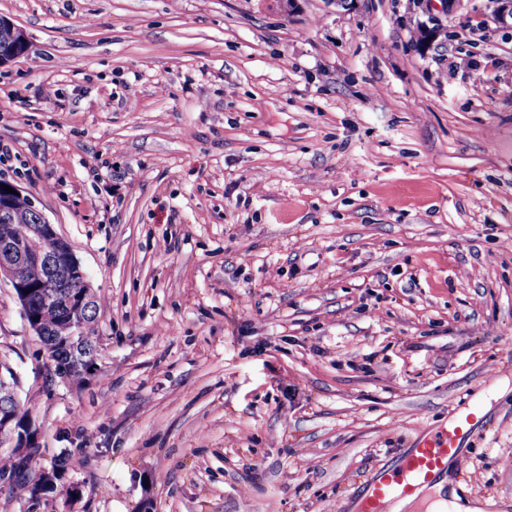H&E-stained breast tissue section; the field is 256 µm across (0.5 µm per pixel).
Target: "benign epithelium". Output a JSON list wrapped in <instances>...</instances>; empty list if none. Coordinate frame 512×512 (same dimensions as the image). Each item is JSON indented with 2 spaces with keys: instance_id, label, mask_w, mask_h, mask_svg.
Instances as JSON below:
<instances>
[{
  "instance_id": "obj_1",
  "label": "benign epithelium",
  "mask_w": 512,
  "mask_h": 512,
  "mask_svg": "<svg viewBox=\"0 0 512 512\" xmlns=\"http://www.w3.org/2000/svg\"><path fill=\"white\" fill-rule=\"evenodd\" d=\"M495 21L512 26V0H497ZM11 35L0 65L28 52V39L9 18L0 16V28ZM13 189L7 193L3 186ZM25 191L11 182H0V217L12 215L15 196ZM34 221L16 227L14 235L0 239V283L12 288L22 315L32 332L42 337L43 350L53 358L58 346L78 345L84 315L96 299V292L76 258L69 242L61 237L53 224L33 201H28ZM33 266L41 273L37 283L22 280L18 270ZM19 377L9 362L0 359V447L17 456L40 449L41 427L33 416L22 420L17 412L20 404Z\"/></svg>"
}]
</instances>
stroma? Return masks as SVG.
Returning a JSON list of instances; mask_svg holds the SVG:
<instances>
[{
    "mask_svg": "<svg viewBox=\"0 0 512 512\" xmlns=\"http://www.w3.org/2000/svg\"><path fill=\"white\" fill-rule=\"evenodd\" d=\"M491 10L0 0L29 41L0 67V181L100 299L97 372L66 386L0 287L41 462L70 454L0 512H355L466 406L449 485L512 512V28Z\"/></svg>",
    "mask_w": 512,
    "mask_h": 512,
    "instance_id": "obj_1",
    "label": "stroma"
}]
</instances>
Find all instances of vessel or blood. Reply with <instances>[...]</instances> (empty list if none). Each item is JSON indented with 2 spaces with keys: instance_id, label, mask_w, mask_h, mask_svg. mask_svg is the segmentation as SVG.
<instances>
[{
  "instance_id": "obj_1",
  "label": "vessel or blood",
  "mask_w": 512,
  "mask_h": 512,
  "mask_svg": "<svg viewBox=\"0 0 512 512\" xmlns=\"http://www.w3.org/2000/svg\"><path fill=\"white\" fill-rule=\"evenodd\" d=\"M479 421L474 410H463L451 418L447 427L417 441L398 465L377 475L359 497V512H388L390 504L432 484L448 469V459L457 455L459 445L469 437Z\"/></svg>"
}]
</instances>
